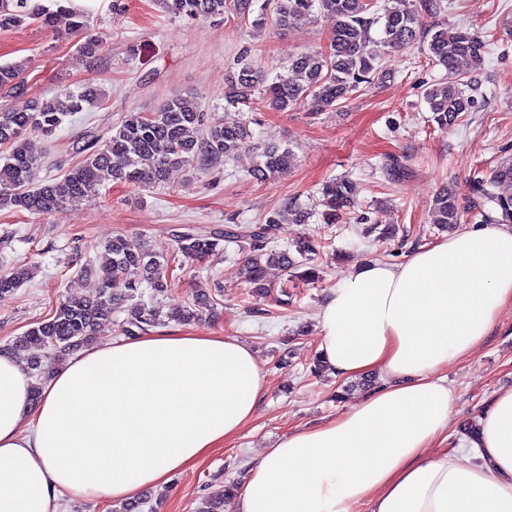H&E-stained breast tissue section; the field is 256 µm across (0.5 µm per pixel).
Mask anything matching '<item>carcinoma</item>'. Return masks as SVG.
I'll list each match as a JSON object with an SVG mask.
<instances>
[{
  "label": "carcinoma",
  "instance_id": "obj_1",
  "mask_svg": "<svg viewBox=\"0 0 512 512\" xmlns=\"http://www.w3.org/2000/svg\"><path fill=\"white\" fill-rule=\"evenodd\" d=\"M49 8L40 0H0V29L19 26L27 20L46 28L56 27L58 18L68 20V33L81 31L87 19L73 6V0H51ZM168 12L190 18L225 17L230 9L249 10V0H163ZM374 0H273L275 22L282 28L305 22L319 11L332 23V35L324 52L291 57L288 73L273 79L265 70L241 59L226 78V109L242 111L259 94L276 111L309 106L321 112L348 99L365 85L390 77L383 69L386 51L403 49L420 37V12L436 7L433 0H418L412 8L377 15ZM380 25L381 37L374 40L370 30ZM429 60L446 72L445 81L423 91L432 119L442 130L454 125L472 110L476 80L460 70L466 60L477 59L486 41L469 27L434 25L426 32ZM27 65L24 62L0 65V89L22 95ZM100 103V93L92 86L76 90L63 88L41 102H24L0 111V146L9 149L0 164V210L18 208L35 216L63 213L70 202L83 196L93 184L125 183L150 188L167 183L174 167L193 163L212 166L249 146L253 138L247 122L240 118L213 125L206 119L194 95L171 99L151 113H131L107 137L88 135L76 153L79 160L63 176L34 182L43 156L29 147L32 136L50 137L64 120ZM294 162L288 148L266 145L258 155L251 176L267 181L285 173ZM512 186V162H502L490 170H476L469 181L473 205L460 208L451 188L441 189L430 205V223L451 228L473 213L482 224L512 223V193L501 188ZM355 184L348 178L323 185L322 204L333 220L354 201ZM282 222L281 211H273L259 224H226L204 234L193 225L173 229L174 249L168 254L145 248L134 251L126 240L115 235L103 244L106 262L99 264L82 253H75L71 265L76 275L98 284L95 293L70 296L58 301L52 312L12 342L9 351L31 373L40 371L41 355L50 352L63 360L87 346L99 322L112 318V312L126 313L121 331L135 336L161 324V318L189 324L214 311V303L204 295L194 303L166 315L147 306L140 288L146 286L164 293L177 285L174 270L183 269L188 260L217 256L236 244L245 252L243 278L252 295L267 293L266 268L274 265L289 272L287 282L313 283L319 271L300 264L288 250L273 247ZM296 253L309 260L317 255L321 243L301 238ZM29 277L26 269L0 275V293L11 292ZM232 488L204 500L201 512H224Z\"/></svg>",
  "mask_w": 512,
  "mask_h": 512
}]
</instances>
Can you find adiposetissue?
Returning a JSON list of instances; mask_svg holds the SVG:
<instances>
[{"label": "adipose tissue", "instance_id": "obj_1", "mask_svg": "<svg viewBox=\"0 0 512 512\" xmlns=\"http://www.w3.org/2000/svg\"><path fill=\"white\" fill-rule=\"evenodd\" d=\"M510 303L511 224L357 267L319 310L318 353L335 377L379 387L264 449L234 512H512V389L448 450L443 375ZM267 388L253 348L229 336L149 331L78 350L39 383L0 351V512L134 500L234 439Z\"/></svg>", "mask_w": 512, "mask_h": 512}]
</instances>
